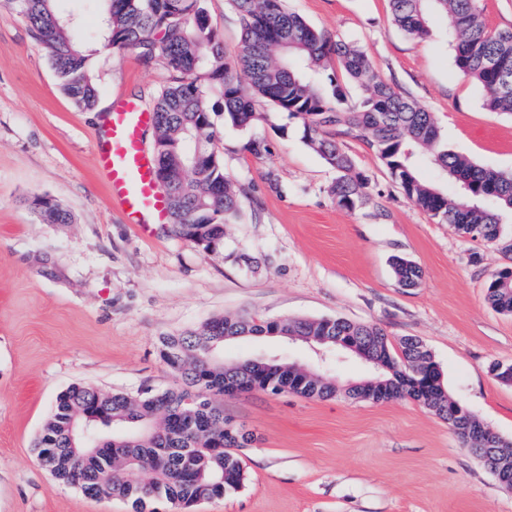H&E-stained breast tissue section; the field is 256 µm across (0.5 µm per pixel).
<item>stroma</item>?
Instances as JSON below:
<instances>
[{
    "label": "stroma",
    "instance_id": "obj_1",
    "mask_svg": "<svg viewBox=\"0 0 512 512\" xmlns=\"http://www.w3.org/2000/svg\"><path fill=\"white\" fill-rule=\"evenodd\" d=\"M226 57L241 23L229 0H208ZM313 27L355 42L381 78L417 101L457 152L512 170V116L483 105L459 74L445 17L422 38L393 22L389 0H286ZM98 109L114 95L152 101L170 75L134 50L94 52ZM212 151L239 194L241 215L211 253L154 224L126 223L97 171L95 115L78 110L21 16L0 0V512H131L120 499H92L55 480L34 442L59 393L74 384L132 396L163 391L174 376L161 337L223 315L256 320L336 319L381 326L394 341L419 339L440 366L449 395L512 442V384L491 372L512 363V314L485 300L503 262L496 243L472 240L409 201L375 151L344 149L370 181L354 210L337 203L335 171L303 138L301 123L264 98L245 129L224 120V98L207 89ZM261 141V155L250 141ZM36 195L72 215L50 224ZM412 261L418 287H402L392 261ZM224 356H277L305 365L312 349L281 338L226 342ZM373 369L344 358L326 399L264 392L225 397L224 415L252 432L237 449L246 472L237 493L192 512H512L504 489L463 448L448 423L412 400L345 395Z\"/></svg>",
    "mask_w": 512,
    "mask_h": 512
}]
</instances>
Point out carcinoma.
I'll use <instances>...</instances> for the list:
<instances>
[{"mask_svg":"<svg viewBox=\"0 0 512 512\" xmlns=\"http://www.w3.org/2000/svg\"><path fill=\"white\" fill-rule=\"evenodd\" d=\"M101 25L96 40L132 48L142 63L162 61L170 80L154 98L156 139L174 169L189 165L200 152L202 177L178 182L171 204L175 232L203 246L219 248L224 225L237 219L240 201L224 164L206 145L213 138L203 87L219 89L224 120L247 127L257 119L255 93L274 103L304 127V138L336 170L332 189L337 202L349 209L367 204L368 178L357 170L343 149L342 139L354 138L374 150L393 181L415 205L441 224L454 225L472 240H503L512 254V170L484 168L448 147L431 113L396 92L374 70L365 50L350 41L318 31L288 11L285 0H230L242 25L235 58L224 56L210 21L207 0H100ZM395 24L407 35L420 37L440 14L448 19L454 64L474 79L484 93V105L512 115V28L489 32L483 26L477 0H389ZM21 13L35 32L64 92L74 105L94 109L99 90L89 73L90 50L76 22L57 13L53 0H18ZM340 65L363 90L356 107H348L330 62ZM426 161L437 176L460 189L450 195L439 183L421 175ZM42 216L53 224H68L70 213L44 198ZM395 274L404 287L422 278L412 262L398 258ZM485 299L495 310L512 313V264L499 269L485 285ZM279 330L290 336H360L382 353L387 368L351 391L366 400L411 399L430 403L448 422L469 452L486 467L489 439L468 433L459 424L457 400L445 395L443 373L435 361L426 373L413 374L421 342L413 337L395 347L376 324L343 318L330 322L284 319ZM268 320L239 316L213 317L200 326L162 337L160 357L180 385L163 392L132 397L122 392L74 385L61 392L35 442L43 468L61 483L98 498L124 499L131 512H157L165 504L173 512L239 491L245 481L240 459L231 452L254 440L253 434L224 417V390L240 393L286 392L327 398L336 387L316 380L298 388L288 374L248 360L226 361L224 337L267 336ZM153 474L147 483L137 474Z\"/></svg>","mask_w":512,"mask_h":512,"instance_id":"cac0c4a2","label":"carcinoma"}]
</instances>
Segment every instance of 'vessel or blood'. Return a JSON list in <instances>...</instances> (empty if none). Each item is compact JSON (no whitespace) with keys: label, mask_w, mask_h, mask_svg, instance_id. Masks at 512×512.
<instances>
[{"label":"vessel or blood","mask_w":512,"mask_h":512,"mask_svg":"<svg viewBox=\"0 0 512 512\" xmlns=\"http://www.w3.org/2000/svg\"><path fill=\"white\" fill-rule=\"evenodd\" d=\"M154 120L136 99L116 97L106 116L104 139L97 145V167L113 207L139 228L167 220V205L154 158L143 142Z\"/></svg>","instance_id":"obj_1"}]
</instances>
